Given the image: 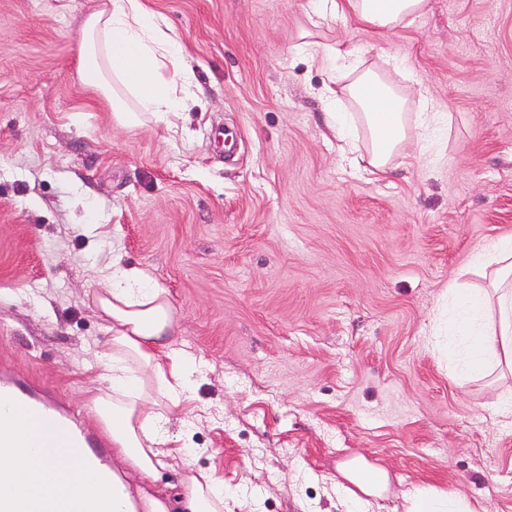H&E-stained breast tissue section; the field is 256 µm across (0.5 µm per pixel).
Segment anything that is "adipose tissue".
Instances as JSON below:
<instances>
[{
    "mask_svg": "<svg viewBox=\"0 0 512 512\" xmlns=\"http://www.w3.org/2000/svg\"><path fill=\"white\" fill-rule=\"evenodd\" d=\"M429 0H317L298 49L332 74L326 87L329 100L346 96L362 110L368 131L367 165L374 175L385 174L392 159L407 157L408 120L424 125L432 113L408 117L407 98L400 93L391 61L382 66L347 50L324 44L314 31L329 17L354 18L372 31L408 26L424 13ZM181 76L173 81L164 68ZM79 71L88 86L109 102L124 125L139 115H179L192 82L182 63L178 39L166 32L158 17L141 0H103L81 27ZM470 268L494 273L495 301L460 278L448 283V337L455 342L460 363L480 375L512 366V247H485L471 257ZM95 312L112 331L103 358L102 386L90 395L96 421L112 444L110 489L74 474L66 448L50 446L44 454L56 476L44 478L29 448L0 449V471L12 473L21 488L46 497L108 499L112 512H224V486L209 471L189 472L179 496L157 488L167 458L182 457L189 449L182 433L172 431V413L186 397L200 367L194 356L175 346L176 321L165 289L135 266L113 263L104 288L92 297Z\"/></svg>",
    "mask_w": 512,
    "mask_h": 512,
    "instance_id": "1",
    "label": "adipose tissue"
}]
</instances>
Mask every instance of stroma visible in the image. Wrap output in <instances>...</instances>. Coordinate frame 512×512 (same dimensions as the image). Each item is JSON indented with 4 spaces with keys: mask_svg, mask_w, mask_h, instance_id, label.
<instances>
[{
    "mask_svg": "<svg viewBox=\"0 0 512 512\" xmlns=\"http://www.w3.org/2000/svg\"><path fill=\"white\" fill-rule=\"evenodd\" d=\"M98 3L0 0V364L96 429L91 299L117 259L168 292L201 361L179 407L195 453L160 485L214 472L224 512H405L423 489L512 512V375L455 380L437 320L475 250L512 244V0L324 26L451 117L379 179L340 152L329 76L296 48L315 0H142L196 84L172 127L120 125L83 83ZM358 458L385 493L347 478Z\"/></svg>",
    "mask_w": 512,
    "mask_h": 512,
    "instance_id": "obj_1",
    "label": "stroma"
}]
</instances>
